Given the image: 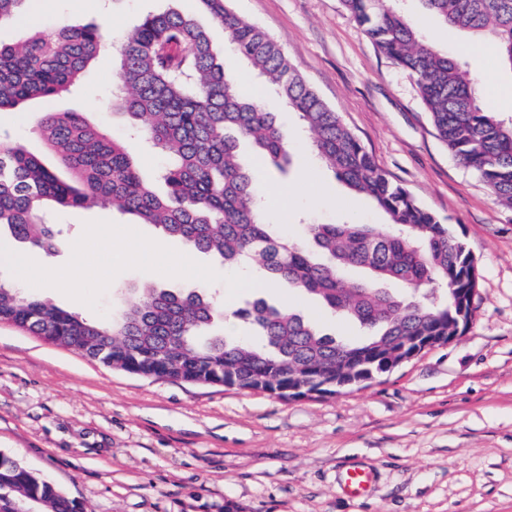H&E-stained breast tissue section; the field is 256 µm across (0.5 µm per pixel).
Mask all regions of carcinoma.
Here are the masks:
<instances>
[{"label": "carcinoma", "instance_id": "carcinoma-1", "mask_svg": "<svg viewBox=\"0 0 512 512\" xmlns=\"http://www.w3.org/2000/svg\"><path fill=\"white\" fill-rule=\"evenodd\" d=\"M200 0L224 26L225 44L262 75L297 112L315 155L351 190L385 213L390 229L372 224H308L304 242L273 235L252 171L239 156L248 140L275 168L290 164L284 131L259 98L243 94L217 60L208 31L175 10L144 15L116 48L113 106L165 159L158 195L125 146L78 112H41L37 127L56 163L18 142H0V235L46 253L55 246L48 217L91 204L152 224L226 266H257L263 280L316 297L331 313L366 330L338 339L283 306L254 297L233 316L259 337L229 338L216 327L225 314L206 288H129L112 320L96 322L41 296L22 297L0 282V319L29 334L132 375L301 396L360 363L361 383L382 373L391 353L451 324L475 294L476 265L465 244L375 162L341 115L307 83L283 49L227 6ZM392 0H343L376 48L404 69L439 136L456 160L476 172L495 199L512 209V121L478 102L476 79L424 40ZM449 30L492 39L512 69V0H420ZM106 49L95 23L34 31L0 42V111L69 90ZM360 268L354 283L345 271ZM395 281L406 293L381 285ZM47 512H85L36 472L0 454V512L20 500Z\"/></svg>", "mask_w": 512, "mask_h": 512}]
</instances>
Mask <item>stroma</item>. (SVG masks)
I'll return each mask as SVG.
<instances>
[{
  "label": "stroma",
  "mask_w": 512,
  "mask_h": 512,
  "mask_svg": "<svg viewBox=\"0 0 512 512\" xmlns=\"http://www.w3.org/2000/svg\"><path fill=\"white\" fill-rule=\"evenodd\" d=\"M159 0H27L0 25V42L64 24H99L118 46ZM212 35L224 67L245 94L269 85L234 51L197 0H175ZM230 9L269 34L308 83L356 134L377 164L432 210L473 255L478 292L473 318L453 342L423 350L375 380L324 397L284 400L265 392L143 378L55 347L0 322V453L54 484L87 512H512V210L461 166L440 138L413 79L380 53L342 0H230ZM406 21L479 76L482 103L512 118V71L498 64L489 39L451 32L403 0ZM103 53L71 92L0 112V133L43 151L40 112H79L124 142L145 176L159 155L129 139L112 106L114 64ZM288 134L289 170H256L275 235H301L304 223L352 220L387 227L385 214L352 193L316 159L299 116L278 106ZM290 223H283V215ZM56 252L0 241V282L21 295L98 321L109 320L125 288L199 286L206 277L240 280L231 307L262 295L356 339L362 331L283 286L262 290L242 268L225 269L185 243L101 207L52 212ZM194 263L181 274L172 264ZM61 272L43 286L42 268ZM375 472L370 493L349 499L342 470Z\"/></svg>",
  "instance_id": "stroma-1"
}]
</instances>
